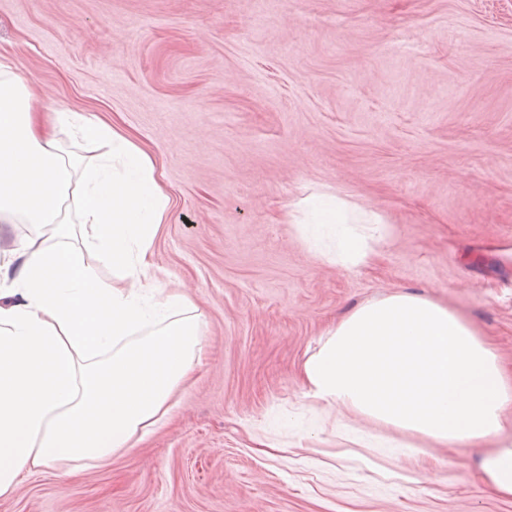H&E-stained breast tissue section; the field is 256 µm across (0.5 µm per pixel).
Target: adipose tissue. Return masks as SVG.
<instances>
[{
    "instance_id": "obj_1",
    "label": "adipose tissue",
    "mask_w": 512,
    "mask_h": 512,
    "mask_svg": "<svg viewBox=\"0 0 512 512\" xmlns=\"http://www.w3.org/2000/svg\"><path fill=\"white\" fill-rule=\"evenodd\" d=\"M62 129L109 149L94 160L66 155ZM169 202L134 136L81 112L43 120L17 65L0 62V223L50 232L13 250V274L0 284V497L33 469L108 464L151 432L188 378L200 316L150 276ZM308 207L333 260L368 263L388 236L375 213L357 234L351 205L335 197ZM87 247L138 289L102 283ZM320 343L300 367L306 400L437 446L481 449L480 480L512 499V373L469 321L395 292L353 309Z\"/></svg>"
}]
</instances>
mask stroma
<instances>
[{"label": "stroma", "mask_w": 512, "mask_h": 512, "mask_svg": "<svg viewBox=\"0 0 512 512\" xmlns=\"http://www.w3.org/2000/svg\"><path fill=\"white\" fill-rule=\"evenodd\" d=\"M0 0V55L38 107L114 120L170 206L155 280L202 315L189 381L105 467L43 468L0 512H512L477 451L312 411L323 329L397 290L461 312L512 367V0ZM379 213L367 264L320 256L288 206ZM368 447L340 437L337 421Z\"/></svg>", "instance_id": "1"}]
</instances>
